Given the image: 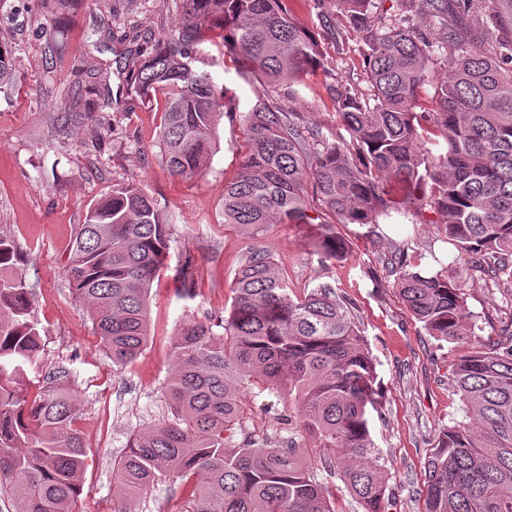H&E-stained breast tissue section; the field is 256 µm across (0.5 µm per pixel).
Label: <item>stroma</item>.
I'll return each instance as SVG.
<instances>
[{"label":"stroma","mask_w":512,"mask_h":512,"mask_svg":"<svg viewBox=\"0 0 512 512\" xmlns=\"http://www.w3.org/2000/svg\"><path fill=\"white\" fill-rule=\"evenodd\" d=\"M320 39L324 68L267 88L253 74L207 44L203 55L218 86L226 87L219 143L204 175H172L161 158L162 102L126 91L127 34L137 28L158 39L178 21L174 0H81L67 9L57 0H0V44L7 47L13 81L0 87V236L17 246V271L33 292L32 317L42 339L43 367L34 383L78 389L81 427L88 448L80 512H113L120 484L113 463L133 433L170 420L163 385L174 367L172 340L190 320H220L232 301L236 273L258 247L270 248L296 292L319 284L345 300L375 359L382 399L370 413L371 438L386 469L388 512H423L425 463L443 427L464 421L450 384L464 344L435 340L401 302L386 271L394 244L411 261L448 265L452 247L438 235L441 217L418 210L406 224H339L348 256L324 267L312 233L274 224L251 236L225 223V182L234 179L244 153L239 113L270 99L298 113L303 124L335 139L343 128L328 92L342 84L370 94L357 34L338 0H288ZM107 75L112 104L93 119L60 130V116L86 73ZM133 180L153 197L172 224L165 267L150 300L151 338L134 361L118 365L103 350L90 316L66 276L77 228L86 209L115 181ZM192 263L194 291L184 295L180 272ZM468 308L478 338L491 347L502 322L512 321V293L497 282L464 275ZM245 426L318 465L328 486L339 479L320 468L324 451L305 433L294 398L246 393ZM181 481L166 475L142 492L137 512H175Z\"/></svg>","instance_id":"obj_1"}]
</instances>
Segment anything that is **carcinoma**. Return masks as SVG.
Returning <instances> with one entry per match:
<instances>
[{
    "label": "carcinoma",
    "instance_id": "1",
    "mask_svg": "<svg viewBox=\"0 0 512 512\" xmlns=\"http://www.w3.org/2000/svg\"><path fill=\"white\" fill-rule=\"evenodd\" d=\"M483 4L499 52L487 55L471 8ZM181 17L127 80L144 102L164 100L159 140L169 171L202 175L217 145L224 95L198 66L214 33L225 52L263 83L292 81L324 64L321 42L298 25L285 0H179ZM363 44L371 95L330 88L348 133L329 141L297 113L260 101L241 115L247 150L238 177L224 184V222L257 234L271 224H316L320 261L346 257L323 212L342 224H379L397 207L391 185L440 213L437 225L454 262L512 289V0H407L439 22L430 37L408 15H370L371 0H338ZM446 76L436 77V67ZM433 94H428V89ZM98 85L71 100L62 127L93 118ZM443 139L434 155L428 142ZM321 202L312 208L306 184ZM171 225L134 182L112 185L79 225L67 275L112 361L135 360L147 345L152 284L164 266ZM17 251L0 236V271ZM393 287L428 335L469 345L452 372L464 412L474 419L442 429L427 460L424 512H512V323L492 348L474 340L458 277L388 259ZM32 291L0 275V495L15 512H75L88 453L78 397L66 386L31 393L42 368ZM217 326L184 324L172 343L165 386L173 419L130 438L115 468L136 512L147 485L166 473L184 480V512H335L333 489L293 448L241 426L244 390L295 394L304 429L332 452L343 488L364 512H386L387 485L370 437L377 409L376 366L345 301L327 285L294 294L278 262L255 248L240 267L228 315Z\"/></svg>",
    "mask_w": 512,
    "mask_h": 512
}]
</instances>
